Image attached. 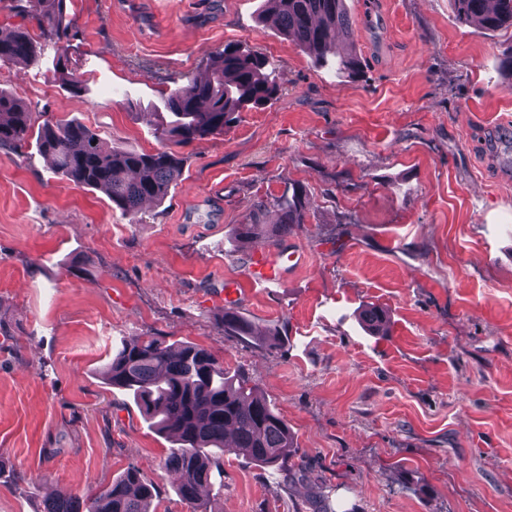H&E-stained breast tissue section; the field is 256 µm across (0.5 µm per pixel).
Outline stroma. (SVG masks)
<instances>
[{
    "label": "stroma",
    "mask_w": 512,
    "mask_h": 512,
    "mask_svg": "<svg viewBox=\"0 0 512 512\" xmlns=\"http://www.w3.org/2000/svg\"><path fill=\"white\" fill-rule=\"evenodd\" d=\"M345 4L359 78L286 40L264 0H66V38L0 63L1 89L146 152L175 83L226 44L267 56L281 84L183 147L182 179L133 221L34 138L0 148V512L86 498L130 466L156 487L152 512H191L170 439L103 378L145 332L223 358L294 433L298 479L225 455L213 512H312L321 495L333 512H512V28L480 30L453 0ZM293 184L314 201L287 235L307 261L231 304L257 337L225 335L224 284L268 243L236 227ZM371 306L389 335L363 329Z\"/></svg>",
    "instance_id": "1"
}]
</instances>
